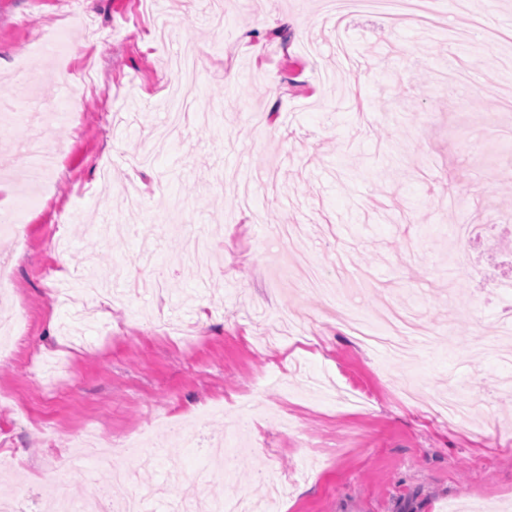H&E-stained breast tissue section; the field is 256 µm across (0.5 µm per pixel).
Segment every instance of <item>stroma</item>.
Masks as SVG:
<instances>
[{"label": "stroma", "mask_w": 512, "mask_h": 512, "mask_svg": "<svg viewBox=\"0 0 512 512\" xmlns=\"http://www.w3.org/2000/svg\"><path fill=\"white\" fill-rule=\"evenodd\" d=\"M78 2L101 40L66 25L67 0H0V110L18 117L0 134V212L25 228L0 234V320L25 324L0 340V479L27 512L88 495L72 464L86 432L134 471L127 493L167 474L172 502L236 491L266 512H512V78L497 64L512 0H473L471 15L431 0L430 28L363 13L338 31L323 0ZM62 25L69 64L18 72ZM184 52L199 58L187 126L154 150L166 60ZM87 55L98 85L79 95V126H55L59 163L27 185V117L38 99L70 110L62 87ZM147 149L139 177L164 198L136 207L127 163ZM187 213L213 243L205 280ZM286 224L345 306L420 323L408 356L367 348L301 288ZM458 224L481 228L464 270L445 250ZM63 237L73 266L109 252L93 269L116 295L109 317L76 322L82 281L58 298ZM451 389L475 401L469 422L429 405ZM244 419L231 477L198 486ZM174 421L199 422L197 437L169 443ZM140 429L165 443L163 465L122 447Z\"/></svg>", "instance_id": "stroma-1"}]
</instances>
